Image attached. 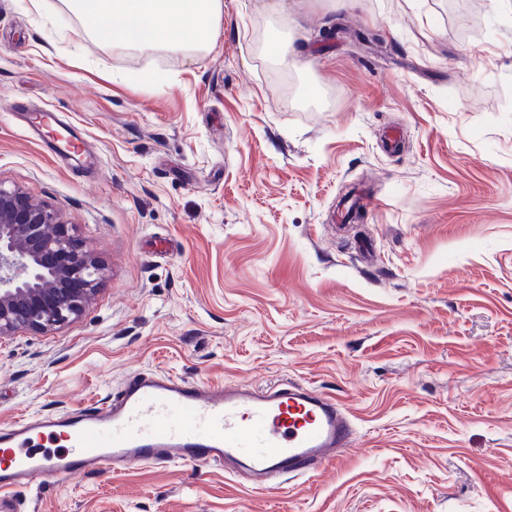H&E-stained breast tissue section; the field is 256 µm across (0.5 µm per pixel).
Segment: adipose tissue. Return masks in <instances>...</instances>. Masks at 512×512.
I'll use <instances>...</instances> for the list:
<instances>
[{
  "mask_svg": "<svg viewBox=\"0 0 512 512\" xmlns=\"http://www.w3.org/2000/svg\"><path fill=\"white\" fill-rule=\"evenodd\" d=\"M29 11L41 19L48 37L61 33L58 21H78L86 38L101 29L113 46L138 51L209 48L219 36L223 0H29Z\"/></svg>",
  "mask_w": 512,
  "mask_h": 512,
  "instance_id": "adipose-tissue-1",
  "label": "adipose tissue"
}]
</instances>
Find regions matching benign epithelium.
I'll return each instance as SVG.
<instances>
[{
	"label": "benign epithelium",
	"mask_w": 512,
	"mask_h": 512,
	"mask_svg": "<svg viewBox=\"0 0 512 512\" xmlns=\"http://www.w3.org/2000/svg\"><path fill=\"white\" fill-rule=\"evenodd\" d=\"M101 278V266L57 211L0 182V338L72 322Z\"/></svg>",
	"instance_id": "benign-epithelium-1"
}]
</instances>
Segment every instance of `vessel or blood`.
Returning <instances> with one entry per match:
<instances>
[{
  "label": "vessel or blood",
  "mask_w": 512,
  "mask_h": 512,
  "mask_svg": "<svg viewBox=\"0 0 512 512\" xmlns=\"http://www.w3.org/2000/svg\"><path fill=\"white\" fill-rule=\"evenodd\" d=\"M352 445L349 413L313 387L204 385L138 372L104 406L25 418L0 432V508L11 489L44 479L186 461L271 491L287 476L337 463Z\"/></svg>",
  "instance_id": "b4317fda"
}]
</instances>
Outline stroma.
<instances>
[{
    "label": "stroma",
    "mask_w": 512,
    "mask_h": 512,
    "mask_svg": "<svg viewBox=\"0 0 512 512\" xmlns=\"http://www.w3.org/2000/svg\"><path fill=\"white\" fill-rule=\"evenodd\" d=\"M24 3L0 0V182L103 276L69 324L0 339V429L160 370L313 385L357 442L270 493L147 464L16 489V512H512V0H224L193 56L52 43ZM16 103L75 126L91 165ZM359 189L377 206L343 223Z\"/></svg>",
    "instance_id": "stroma-1"
}]
</instances>
